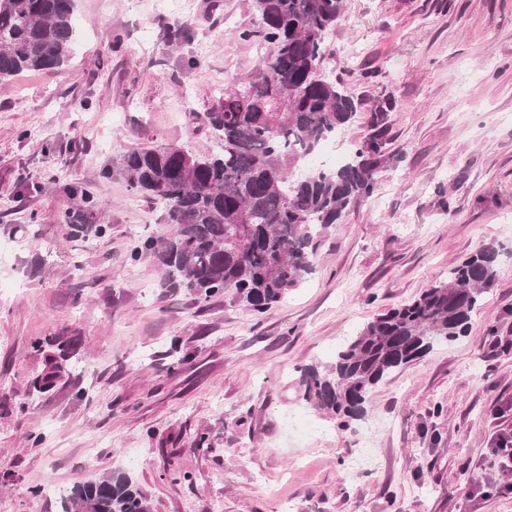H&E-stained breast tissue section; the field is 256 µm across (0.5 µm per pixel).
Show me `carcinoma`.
Returning a JSON list of instances; mask_svg holds the SVG:
<instances>
[{
    "label": "carcinoma",
    "mask_w": 512,
    "mask_h": 512,
    "mask_svg": "<svg viewBox=\"0 0 512 512\" xmlns=\"http://www.w3.org/2000/svg\"><path fill=\"white\" fill-rule=\"evenodd\" d=\"M258 23L237 35L264 48L256 74L234 84L205 113L220 150L189 153L170 144L130 149L102 169L104 179L162 205L174 236H150L132 258L152 257L169 287L197 303L224 294L267 313L314 271L324 231L370 197L388 153L390 96L374 99L368 132L337 168L311 156L336 138L359 103L323 73L329 35L343 0H251ZM74 0H0V84L23 71L59 69L77 31ZM68 236L103 228L86 213L63 218ZM500 248L490 243L448 268V280L377 316L336 350L333 362L299 368L297 399L348 431L364 421L371 395L397 370L435 345L468 334L497 278ZM30 382L40 394L60 381L73 347L60 340ZM63 512H151L128 474L112 471L76 483Z\"/></svg>",
    "instance_id": "obj_1"
}]
</instances>
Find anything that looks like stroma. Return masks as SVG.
<instances>
[{
	"instance_id": "stroma-1",
	"label": "stroma",
	"mask_w": 512,
	"mask_h": 512,
	"mask_svg": "<svg viewBox=\"0 0 512 512\" xmlns=\"http://www.w3.org/2000/svg\"><path fill=\"white\" fill-rule=\"evenodd\" d=\"M249 4L191 0L175 46L156 0H77L69 64L0 85V500L62 512L75 483L122 470L151 512H512L495 455L512 434V350L489 348L512 339V0H345L323 67L363 104L336 146L390 95L391 156L327 230L313 274L262 317L221 296L194 304L132 258L176 227L100 176L136 146L214 149L216 80L257 69L258 45L235 35L256 21ZM23 179L37 191L19 196ZM76 182L91 203L68 193ZM86 205L105 231L69 239L62 216ZM489 242L503 247L497 280L468 335L374 391L363 425L379 464L347 478L361 438L297 402L299 367L331 362ZM54 336L75 351L39 394L33 343Z\"/></svg>"
}]
</instances>
